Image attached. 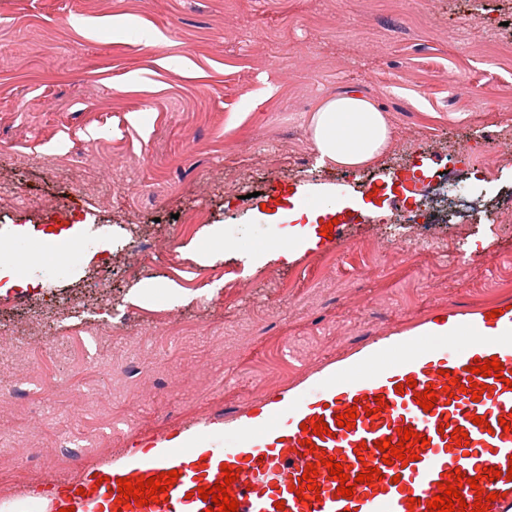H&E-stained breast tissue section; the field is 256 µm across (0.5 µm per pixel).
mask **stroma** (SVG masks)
<instances>
[{
    "label": "stroma",
    "instance_id": "35a3bbf8",
    "mask_svg": "<svg viewBox=\"0 0 512 512\" xmlns=\"http://www.w3.org/2000/svg\"><path fill=\"white\" fill-rule=\"evenodd\" d=\"M348 93L390 133L357 169L320 164L308 129ZM502 136L512 0H0V224L96 241L67 279L0 292V504L223 422L434 310L512 299V227L477 221L512 206V165L480 182L455 154ZM385 171L465 185L455 224L393 223L423 198L381 188ZM301 192L334 208L316 247L257 255ZM334 221L340 238L323 237ZM212 226L224 257L204 253Z\"/></svg>",
    "mask_w": 512,
    "mask_h": 512
}]
</instances>
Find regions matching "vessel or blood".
<instances>
[{
	"mask_svg": "<svg viewBox=\"0 0 512 512\" xmlns=\"http://www.w3.org/2000/svg\"><path fill=\"white\" fill-rule=\"evenodd\" d=\"M44 250L32 242L0 244V256L27 266ZM497 359L502 377L468 374V367ZM452 377H445V370ZM459 383L487 385L480 400L471 391L448 392L450 378ZM415 387H407V380ZM404 392H397V385ZM438 390L431 410L416 401V392ZM355 408L353 428L338 427L337 416ZM512 415V300L496 307L438 309L395 332L348 349L323 364L312 376L285 390L257 397L246 409L226 414L223 424L195 427L190 443L175 444L174 434L154 437L149 447L127 448L112 460L105 480L86 474L76 481L47 476L41 489L30 491L31 512H209L212 501L200 498L201 487L223 481L224 467L237 469L230 493L238 512H428L427 502L439 492L447 473L461 470L479 477L478 488L463 486L466 504H473L477 490L495 494L490 512H512V431L502 419ZM482 417L484 425L474 424ZM323 421L328 435H314L310 426ZM408 427L428 440L418 457L408 464L383 463L376 443L397 437ZM468 434L467 444H453V428ZM335 457L351 466L353 474L364 467L379 468L381 480L355 486L352 498L337 492L338 482L320 455ZM318 466V489L298 501L291 484L302 477L307 464ZM501 476L483 479L484 468ZM177 471L178 479L159 493L157 502L136 506L119 503V479L136 480ZM284 510H277V503Z\"/></svg>",
	"mask_w": 512,
	"mask_h": 512,
	"instance_id": "1",
	"label": "vessel or blood"
}]
</instances>
